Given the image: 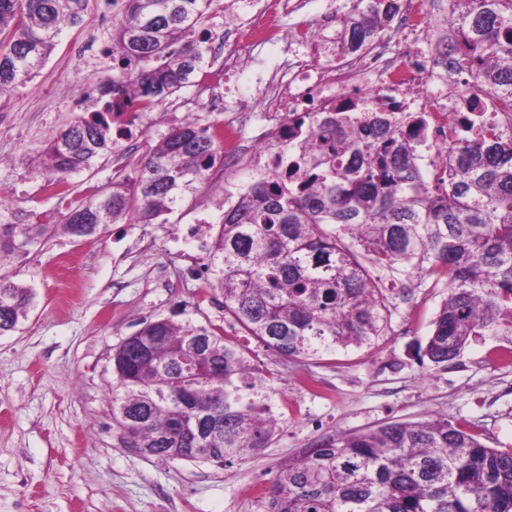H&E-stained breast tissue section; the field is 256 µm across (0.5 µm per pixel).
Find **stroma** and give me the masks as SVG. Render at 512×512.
Here are the masks:
<instances>
[{"label":"stroma","instance_id":"35a3bbf8","mask_svg":"<svg viewBox=\"0 0 512 512\" xmlns=\"http://www.w3.org/2000/svg\"><path fill=\"white\" fill-rule=\"evenodd\" d=\"M89 0L83 22L66 30L39 73L0 99V189L12 200L0 220L60 223L92 187L111 183L118 165L98 160L71 176L69 192H47L53 173L41 153L46 136L78 110L63 95L72 85L94 92L112 73V17ZM188 86L147 115L146 138L122 145L134 169L148 141L191 120L224 115L200 106ZM259 113L240 129L236 163L215 172L167 223L113 224L90 241L57 235L30 258L6 265L32 288L27 318L0 334V512H258L255 488L270 484L289 458L337 433L397 422L447 418L490 448H512V336H475L447 366L415 356L448 296L445 284L418 274L387 291L390 321L370 347L339 350L312 362L284 359L251 342V363L271 376L282 422L267 448L219 468L129 452L112 420V355L142 322L170 318L238 332L224 316V297L207 273L183 279L192 260L183 236L200 220L218 223L224 188L251 175Z\"/></svg>","mask_w":512,"mask_h":512}]
</instances>
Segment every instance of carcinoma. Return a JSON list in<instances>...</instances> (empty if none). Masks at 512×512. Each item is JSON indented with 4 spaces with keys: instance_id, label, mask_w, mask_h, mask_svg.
<instances>
[{
    "instance_id": "1",
    "label": "carcinoma",
    "mask_w": 512,
    "mask_h": 512,
    "mask_svg": "<svg viewBox=\"0 0 512 512\" xmlns=\"http://www.w3.org/2000/svg\"><path fill=\"white\" fill-rule=\"evenodd\" d=\"M214 0H112V76L91 107L46 139L45 169L64 176L116 151L126 112H152L205 70ZM344 50L383 24L349 0ZM88 0H0V97L43 67ZM462 36L443 27L434 49L458 55L488 88L512 86V0H466ZM348 104L315 113L288 145L292 164L266 172L224 210L203 257L224 313L282 358L307 362L375 344L390 317L382 274L447 277L419 359L444 367L470 337L512 336V134L451 154L450 180L424 178L397 124ZM191 121L172 127L131 173L95 190L61 224L0 222L3 260L26 258L48 234H103L111 224H164L224 169V149ZM371 134L374 142L365 141ZM32 289L0 274V334L27 317ZM112 418L125 448L166 460L230 463L268 446L275 390L249 348L209 326L146 322L113 355ZM258 512H512V448L483 445L437 417L338 434L288 459Z\"/></svg>"
}]
</instances>
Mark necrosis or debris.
<instances>
[{
	"label": "necrosis or debris",
	"instance_id": "1",
	"mask_svg": "<svg viewBox=\"0 0 512 512\" xmlns=\"http://www.w3.org/2000/svg\"><path fill=\"white\" fill-rule=\"evenodd\" d=\"M386 34L362 48L335 56L324 53L322 41H335L340 20L325 13L318 26L299 15L301 0H236L224 10L221 63L205 74L206 91L243 74L255 61L258 47L282 46L268 85L252 86L238 97L234 111H249L262 100L265 134L254 141L255 173H264L287 157L286 133L294 119L309 112H331L340 104L376 103L403 118L402 132L418 144L421 166L446 168L456 143L482 138L489 129L512 128V115L500 112L499 95L474 80L459 57L437 58L430 31L440 16L459 27L457 11L442 0H389ZM294 17L285 29V17ZM479 101L481 111L469 109Z\"/></svg>",
	"mask_w": 512,
	"mask_h": 512
}]
</instances>
